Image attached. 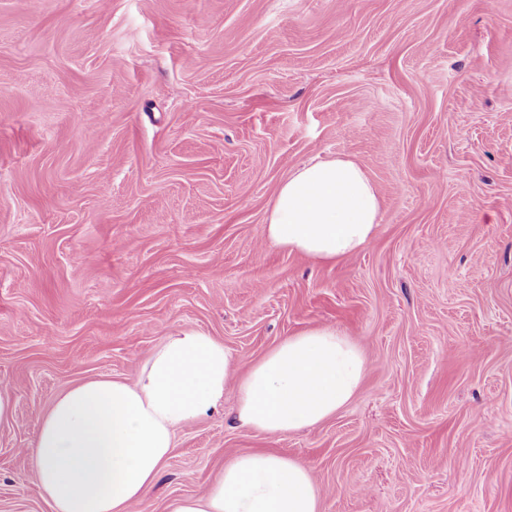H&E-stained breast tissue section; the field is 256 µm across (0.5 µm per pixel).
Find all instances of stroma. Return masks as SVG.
Listing matches in <instances>:
<instances>
[{
	"label": "stroma",
	"instance_id": "1",
	"mask_svg": "<svg viewBox=\"0 0 512 512\" xmlns=\"http://www.w3.org/2000/svg\"><path fill=\"white\" fill-rule=\"evenodd\" d=\"M359 163L381 228L316 264L264 239L297 166ZM333 327L361 389L318 426L178 430L136 512L233 458L321 512H512V0H0V512H52L54 399L203 332L249 367Z\"/></svg>",
	"mask_w": 512,
	"mask_h": 512
}]
</instances>
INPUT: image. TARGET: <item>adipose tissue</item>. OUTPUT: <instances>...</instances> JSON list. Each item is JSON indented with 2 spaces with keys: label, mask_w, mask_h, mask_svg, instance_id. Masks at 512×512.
<instances>
[{
  "label": "adipose tissue",
  "mask_w": 512,
  "mask_h": 512,
  "mask_svg": "<svg viewBox=\"0 0 512 512\" xmlns=\"http://www.w3.org/2000/svg\"><path fill=\"white\" fill-rule=\"evenodd\" d=\"M381 227V201L349 158L303 164L280 185L266 216L273 246L325 263L364 249ZM367 370L359 346L325 327L286 337L246 374L222 342L199 332L169 337L134 382L95 379L42 415L32 454L52 512H131L154 486L178 428L209 415L227 385L241 425L271 437L313 427L356 396ZM301 463L267 452L228 462L205 493L168 512H320Z\"/></svg>",
  "instance_id": "1"
}]
</instances>
